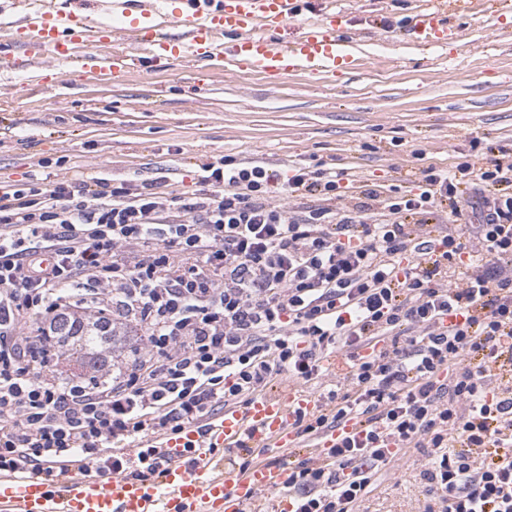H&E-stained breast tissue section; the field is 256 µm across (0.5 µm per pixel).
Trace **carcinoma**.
<instances>
[{"label": "carcinoma", "instance_id": "carcinoma-1", "mask_svg": "<svg viewBox=\"0 0 512 512\" xmlns=\"http://www.w3.org/2000/svg\"><path fill=\"white\" fill-rule=\"evenodd\" d=\"M57 346L64 348L68 357L81 369H86L84 357L103 354L116 332L109 314L93 313L80 316H60L53 326Z\"/></svg>", "mask_w": 512, "mask_h": 512}]
</instances>
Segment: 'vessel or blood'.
I'll list each match as a JSON object with an SVG mask.
<instances>
[{
    "label": "vessel or blood",
    "mask_w": 512,
    "mask_h": 512,
    "mask_svg": "<svg viewBox=\"0 0 512 512\" xmlns=\"http://www.w3.org/2000/svg\"><path fill=\"white\" fill-rule=\"evenodd\" d=\"M173 11L157 0H109L122 16L124 38L135 50L159 62L193 58L236 73H318L329 75L350 64L352 36L344 17L330 11L304 17L306 0H180ZM18 18L13 36L24 55L41 59L36 75L46 84L58 64L109 78L129 73V54H102L116 29L92 10L61 8L58 0H13ZM405 30L421 45L436 47L454 35L446 0H430L414 13ZM314 406L312 397L291 391L259 396L246 407H228L206 427H185L166 445V459L147 479L103 470L89 477L69 471L50 481L42 475L0 476V512H247L261 492L287 485L295 445V416ZM242 448L263 458L247 470L227 466L224 454Z\"/></svg>",
    "instance_id": "vessel-or-blood-1"
}]
</instances>
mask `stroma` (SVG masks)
Wrapping results in <instances>:
<instances>
[{"mask_svg":"<svg viewBox=\"0 0 512 512\" xmlns=\"http://www.w3.org/2000/svg\"><path fill=\"white\" fill-rule=\"evenodd\" d=\"M423 4L309 0L308 16L343 12L358 42L353 69L332 78H242L138 53L117 83L68 64L43 88L30 85V68H0V185L91 175L191 193L204 165L231 155L280 174L296 164L333 169L342 179L332 205L347 210L365 184L406 191L430 166H488V145L512 148V0L452 12L464 36L437 48L401 32ZM421 458L408 449L358 512H424Z\"/></svg>","mask_w":512,"mask_h":512,"instance_id":"stroma-1","label":"stroma"}]
</instances>
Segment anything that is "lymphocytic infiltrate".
<instances>
[{"instance_id":"f902f5d3","label":"lymphocytic infiltrate","mask_w":512,"mask_h":512,"mask_svg":"<svg viewBox=\"0 0 512 512\" xmlns=\"http://www.w3.org/2000/svg\"><path fill=\"white\" fill-rule=\"evenodd\" d=\"M201 181L0 188V473L151 474L171 434L275 377H328L339 353L349 370L296 445L357 431L331 464L292 467L294 512H355L408 448L427 451L425 512H512V149L351 211L330 207L328 168L280 180L227 155ZM308 195L323 205L301 209ZM92 309L134 328L130 362L61 378L54 320Z\"/></svg>"}]
</instances>
